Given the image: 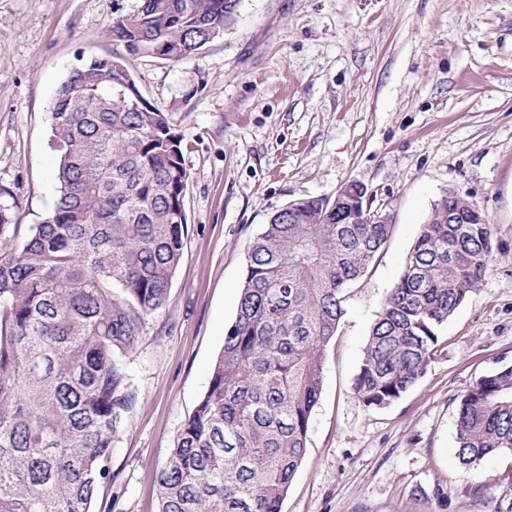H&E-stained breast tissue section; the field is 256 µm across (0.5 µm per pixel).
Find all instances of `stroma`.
<instances>
[{
    "mask_svg": "<svg viewBox=\"0 0 512 512\" xmlns=\"http://www.w3.org/2000/svg\"><path fill=\"white\" fill-rule=\"evenodd\" d=\"M133 2L0 0V203L21 234L55 201L54 93L72 68L120 50L108 29ZM128 66L184 138L188 234L129 360L138 403L100 499L159 512L156 474L208 388L253 239L288 203L354 181L392 232L347 291L281 512H496L512 456L462 465L455 415L475 380L512 365V0H240L231 27L188 60ZM449 190L488 217L493 262L426 374L368 408L353 384L371 326Z\"/></svg>",
    "mask_w": 512,
    "mask_h": 512,
    "instance_id": "35a3bbf8",
    "label": "stroma"
}]
</instances>
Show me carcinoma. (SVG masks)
I'll list each match as a JSON object with an SVG mask.
<instances>
[{
	"label": "carcinoma",
	"mask_w": 512,
	"mask_h": 512,
	"mask_svg": "<svg viewBox=\"0 0 512 512\" xmlns=\"http://www.w3.org/2000/svg\"><path fill=\"white\" fill-rule=\"evenodd\" d=\"M238 0H135L109 34L171 64L223 36ZM125 54L72 69L50 105L56 199L16 239L0 204V512H92L112 443L138 403L127 359L165 304L188 233L182 136ZM326 196L289 203L254 239L208 388L157 484L159 512H281L323 391L347 286L386 244ZM492 224L448 191L432 206L373 323L356 397L398 401L426 373L440 330L486 276ZM457 457L512 455V365L461 395Z\"/></svg>",
	"instance_id": "carcinoma-1"
}]
</instances>
